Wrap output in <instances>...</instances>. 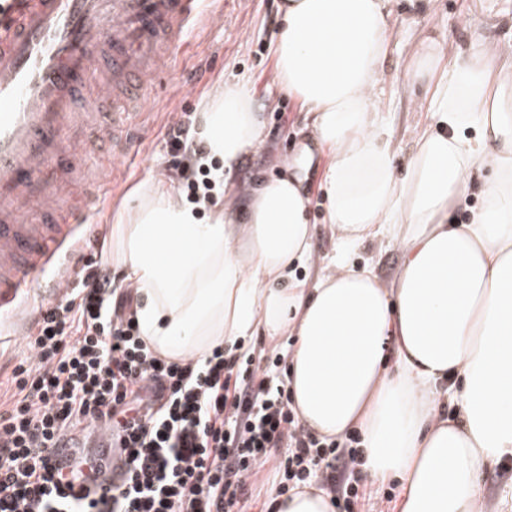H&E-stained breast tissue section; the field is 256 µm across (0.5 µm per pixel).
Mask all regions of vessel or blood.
I'll return each mask as SVG.
<instances>
[{
    "instance_id": "b4317fda",
    "label": "vessel or blood",
    "mask_w": 512,
    "mask_h": 512,
    "mask_svg": "<svg viewBox=\"0 0 512 512\" xmlns=\"http://www.w3.org/2000/svg\"><path fill=\"white\" fill-rule=\"evenodd\" d=\"M208 0H5L0 6V330L86 233L89 185L107 188L153 81L184 51Z\"/></svg>"
}]
</instances>
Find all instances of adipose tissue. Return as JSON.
<instances>
[{
    "label": "adipose tissue",
    "mask_w": 512,
    "mask_h": 512,
    "mask_svg": "<svg viewBox=\"0 0 512 512\" xmlns=\"http://www.w3.org/2000/svg\"><path fill=\"white\" fill-rule=\"evenodd\" d=\"M389 0H281L274 81L313 116L339 251L314 282L302 151L290 172L225 201L208 223L164 182L141 186L112 225V258L138 295L140 336L178 360L243 338L291 336L287 387L318 436L362 434V467L402 480L397 512H481L480 467L512 456V43L479 38L411 64L431 120L397 167L379 95ZM478 135L464 138L462 130ZM197 132L232 177L262 144L242 83L215 93ZM489 170L485 204L452 214L469 174ZM398 246L390 284L348 256ZM454 416L439 414L440 404Z\"/></svg>",
    "instance_id": "ef3b65f1"
}]
</instances>
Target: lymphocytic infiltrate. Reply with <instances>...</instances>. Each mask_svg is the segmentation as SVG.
<instances>
[{
	"mask_svg": "<svg viewBox=\"0 0 512 512\" xmlns=\"http://www.w3.org/2000/svg\"><path fill=\"white\" fill-rule=\"evenodd\" d=\"M167 170L198 215L218 205L224 178L193 121L168 124ZM101 230L69 270L61 303L26 335L27 358L0 395V512H247L266 463L278 494L321 478L337 512H358L357 480L337 487L336 466L356 464L354 437L320 438L300 424L277 364L217 347L205 361H169L140 336L131 289L98 256ZM104 425L111 461L59 444Z\"/></svg>",
	"mask_w": 512,
	"mask_h": 512,
	"instance_id": "f902f5d3",
	"label": "lymphocytic infiltrate"
}]
</instances>
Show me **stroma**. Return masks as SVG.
I'll use <instances>...</instances> for the list:
<instances>
[{
	"instance_id": "1",
	"label": "stroma",
	"mask_w": 512,
	"mask_h": 512,
	"mask_svg": "<svg viewBox=\"0 0 512 512\" xmlns=\"http://www.w3.org/2000/svg\"><path fill=\"white\" fill-rule=\"evenodd\" d=\"M279 4L280 0H212L211 8L221 14V23H201L189 37L187 52L174 61L175 78L184 85L182 92H172L167 82L156 83L130 142L132 160L117 172L111 197L95 215L97 221L111 224L116 211L133 202L141 185L165 178L164 124L196 115L214 92L239 81L250 83L265 125L261 148L244 155L234 174L236 186L284 174L302 147L311 145V114L273 81L271 41L281 25ZM469 4L470 0H390V52L380 89L389 111L397 163H404L429 121L420 109L424 87L409 68L411 57L426 40H435L450 51L482 34L497 40L512 38V0H482L480 14L486 23L482 29L467 22ZM325 167V157L316 156L304 183L310 198L313 259L294 270L295 277L303 280L320 275L336 249L327 226ZM350 262L358 268L372 265L377 278L386 284L400 265L401 252L386 241L368 240L352 253Z\"/></svg>"
}]
</instances>
